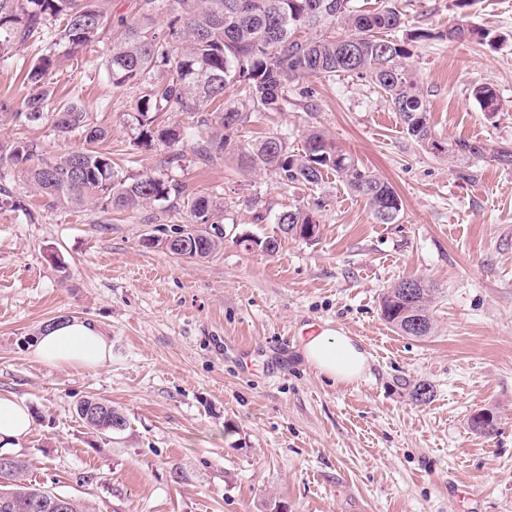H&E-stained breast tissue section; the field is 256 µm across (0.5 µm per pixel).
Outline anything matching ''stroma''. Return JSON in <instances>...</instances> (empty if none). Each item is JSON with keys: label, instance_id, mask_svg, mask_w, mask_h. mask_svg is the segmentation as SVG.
Returning a JSON list of instances; mask_svg holds the SVG:
<instances>
[{"label": "stroma", "instance_id": "1", "mask_svg": "<svg viewBox=\"0 0 512 512\" xmlns=\"http://www.w3.org/2000/svg\"><path fill=\"white\" fill-rule=\"evenodd\" d=\"M399 3L411 30L462 21L510 35L496 49L436 37L409 46L438 140L478 141L486 157L431 154L354 76L309 79L311 99L289 91L283 111L256 113L241 133L283 134L297 149L321 130L393 185L395 223L330 178L316 240L282 238L272 257L228 241L186 261L141 244L185 213L52 207L0 169V394L32 412L18 450L29 480L91 512H512V168L489 157L512 148V0ZM48 81L111 129L96 150L132 173L158 170L164 147L136 146L127 124L134 92L113 93L104 71L72 64ZM482 83L502 102L495 116L472 96ZM17 142L40 158L86 146L77 133L0 123V144ZM169 175L223 199L233 235L273 232L272 221L254 223V196L274 214L313 197L231 158ZM405 278L436 290L429 336L381 317L382 293ZM73 317L111 337V362L92 371L30 357L47 324ZM320 328L361 340L369 373L338 384L311 367L301 346ZM419 382L431 388L423 404L411 397ZM90 397L109 401L126 429L84 424L76 406ZM479 410L496 416L495 435L470 429Z\"/></svg>", "mask_w": 512, "mask_h": 512}]
</instances>
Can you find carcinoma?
<instances>
[{"mask_svg":"<svg viewBox=\"0 0 512 512\" xmlns=\"http://www.w3.org/2000/svg\"><path fill=\"white\" fill-rule=\"evenodd\" d=\"M166 15L165 24H156ZM405 24L397 0H376V7L362 11L353 0H135L133 17L112 18L111 0H0V58L29 44L38 53L22 68V84L28 89L22 109L0 100V119L22 125L49 124L64 137L85 135L86 142L104 141L112 131L97 124L80 100L67 97L49 107L47 76L59 66L54 47L65 46L68 60L84 65V53L112 31V54L103 63L115 92L132 91L136 97L131 124L137 130L135 144L155 142L166 149L164 167L182 166L190 150L201 166L228 156L237 158L245 172L269 171L283 185L304 184L320 189L331 175L362 197L375 218L395 222L402 201L384 178L361 166L318 130H310L296 151L288 138L274 134L244 144L238 134L256 112H280L288 103V89L306 79L333 80L341 74L370 79L398 112L403 132L425 146L433 139L427 100L407 64L409 50L395 38ZM447 39L498 48L505 38L489 30L458 23L446 31L415 30L411 40ZM245 93L240 103L224 101L230 86ZM481 110L500 111L495 89L481 84L473 89ZM34 146H0V168L14 169L51 204L89 211L134 210L159 205L167 212L182 208L188 223L182 229L188 247L171 254L204 260L224 247V202L189 190L180 180L152 173H125L112 157L95 149L62 151L29 164ZM452 153L482 157L483 147L469 139L454 142ZM327 205L324 196L314 207L293 206L275 217L285 236L312 241L309 226ZM235 244L268 256L278 253L276 235H240ZM433 289L421 286L404 292L401 283L387 289L380 299L382 318L396 331L407 319L431 333L430 304ZM79 418L101 433L121 432L127 419L118 410L99 419ZM472 431L496 433L494 415L470 420ZM27 464L18 459L14 469L0 470V512H58L51 496L34 511L30 501L39 485L26 478Z\"/></svg>","mask_w":512,"mask_h":512,"instance_id":"cac0c4a2","label":"carcinoma"}]
</instances>
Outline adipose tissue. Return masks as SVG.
Returning <instances> with one entry per match:
<instances>
[{"label":"adipose tissue","instance_id":"adipose-tissue-1","mask_svg":"<svg viewBox=\"0 0 512 512\" xmlns=\"http://www.w3.org/2000/svg\"><path fill=\"white\" fill-rule=\"evenodd\" d=\"M302 354L320 374L338 383L355 382L370 369L361 342L330 330L305 340ZM32 356L57 367L95 369L111 361L112 342L96 325L72 318L43 331ZM31 427L32 414L23 400L0 396V447H21Z\"/></svg>","mask_w":512,"mask_h":512}]
</instances>
